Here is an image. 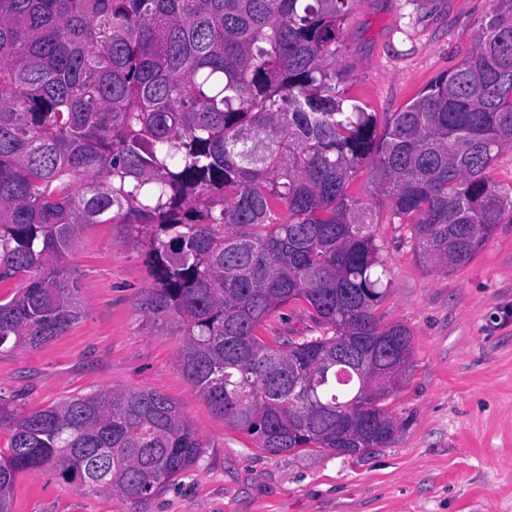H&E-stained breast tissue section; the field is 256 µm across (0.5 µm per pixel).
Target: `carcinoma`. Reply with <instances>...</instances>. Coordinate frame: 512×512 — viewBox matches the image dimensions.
Wrapping results in <instances>:
<instances>
[{
	"mask_svg": "<svg viewBox=\"0 0 512 512\" xmlns=\"http://www.w3.org/2000/svg\"><path fill=\"white\" fill-rule=\"evenodd\" d=\"M357 0H0V349H36L81 316L70 266L88 224L127 225L149 319L181 341L187 382L261 447L340 455L389 444L385 401L410 330L376 311L390 282L375 207L419 260L454 271L512 223V0L472 53L398 112L346 104L333 71ZM292 302L318 336L260 331ZM0 512L49 472L144 499L206 443L151 390L101 389L17 412L0 397Z\"/></svg>",
	"mask_w": 512,
	"mask_h": 512,
	"instance_id": "1",
	"label": "carcinoma"
}]
</instances>
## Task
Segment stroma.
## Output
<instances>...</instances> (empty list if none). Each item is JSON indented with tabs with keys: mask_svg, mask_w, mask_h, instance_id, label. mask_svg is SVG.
<instances>
[{
	"mask_svg": "<svg viewBox=\"0 0 512 512\" xmlns=\"http://www.w3.org/2000/svg\"><path fill=\"white\" fill-rule=\"evenodd\" d=\"M491 0H358L336 51L340 91L397 112L459 65ZM391 293L383 324L411 331L398 430L361 459L275 453L227 426L181 373L168 323L138 303L154 280L123 224L84 227L73 251L84 314L35 350H0V395L27 410L109 387L163 393L205 441L186 476L152 498L91 493L41 472L13 485L12 512H512V223L465 267L418 259L383 224Z\"/></svg>",
	"mask_w": 512,
	"mask_h": 512,
	"instance_id": "stroma-1",
	"label": "stroma"
}]
</instances>
